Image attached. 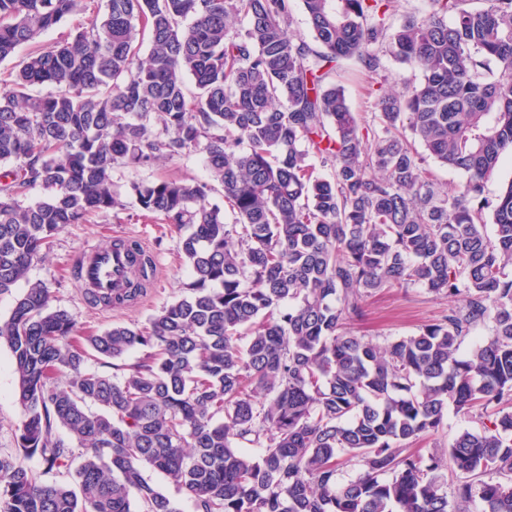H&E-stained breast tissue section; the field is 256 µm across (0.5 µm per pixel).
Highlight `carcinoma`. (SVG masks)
Instances as JSON below:
<instances>
[{
    "label": "carcinoma",
    "instance_id": "obj_1",
    "mask_svg": "<svg viewBox=\"0 0 512 512\" xmlns=\"http://www.w3.org/2000/svg\"><path fill=\"white\" fill-rule=\"evenodd\" d=\"M395 2L106 0L42 43L82 0H0V63L30 46L0 82V294L65 226L124 206L117 165L201 151L210 172L127 187L189 229L188 282L147 324L77 346L40 283L0 319L24 409L16 452L0 453V512H178L148 469L196 512H512V181L484 195L512 155V0H431L390 31ZM298 5L309 41L290 31ZM385 35L421 79L381 92L362 128L328 78L352 62L374 90ZM44 84L54 93H30ZM416 141L464 181L440 184ZM37 184L44 198L24 202ZM218 185L232 224L210 201ZM127 251L123 292L94 303L144 293L152 261ZM411 285L464 304L409 336L351 334L369 293ZM139 350L120 379L89 365ZM450 409L479 427L412 449ZM101 1L103 0H86L89 5V9L87 11L70 16L59 26L45 33L39 40L42 42H52L68 35L69 33H74L79 24L87 22L94 15L93 12H96L94 5L95 7L97 3L99 6L101 4L103 5V2ZM146 475L155 483L161 491L168 495L175 503L180 512H195L194 500L188 493L178 490L170 484L166 478L153 470H147Z\"/></svg>",
    "mask_w": 512,
    "mask_h": 512
}]
</instances>
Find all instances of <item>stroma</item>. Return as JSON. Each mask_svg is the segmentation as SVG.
<instances>
[{"label": "stroma", "instance_id": "1", "mask_svg": "<svg viewBox=\"0 0 512 512\" xmlns=\"http://www.w3.org/2000/svg\"><path fill=\"white\" fill-rule=\"evenodd\" d=\"M160 177L207 180L203 154L195 152L137 168L119 167L113 172L115 188L121 193L130 181H151ZM118 234L144 242L156 255L159 266L150 285L134 304L102 307L84 298L75 278V268L83 253L109 246ZM179 241V232L160 220L141 217L139 211L130 206L117 208L92 222L68 225L55 237L46 256L32 264L28 277L49 289L52 305L67 310L80 331L101 332L116 323L141 326L181 293L188 270L179 258ZM451 306V301L433 297L418 286L376 293L366 299L364 315L354 322L353 331L377 342L386 337L410 335L441 318ZM22 418L11 354L7 347L0 346L1 453L14 452Z\"/></svg>", "mask_w": 512, "mask_h": 512}]
</instances>
